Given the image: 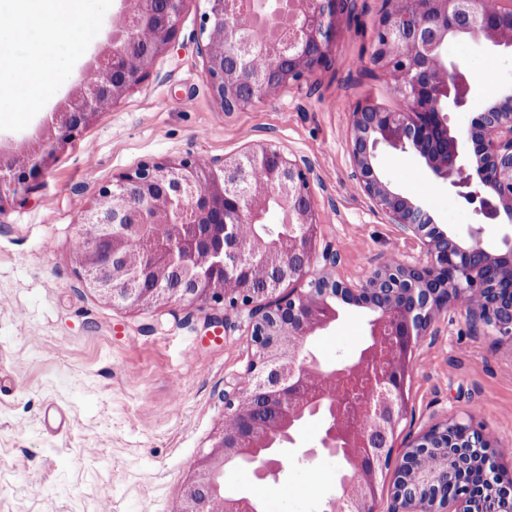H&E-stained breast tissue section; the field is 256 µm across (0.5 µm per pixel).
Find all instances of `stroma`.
I'll use <instances>...</instances> for the list:
<instances>
[{
	"label": "stroma",
	"instance_id": "35a3bbf8",
	"mask_svg": "<svg viewBox=\"0 0 512 512\" xmlns=\"http://www.w3.org/2000/svg\"><path fill=\"white\" fill-rule=\"evenodd\" d=\"M204 8V0H185L148 77L72 142L56 145L26 200L0 201V512H177L191 464L224 420V386L248 367L243 313L227 310L228 326L215 337L205 333L202 312L178 323L85 286L74 259L78 225L118 175L189 155L232 157L265 142L312 167L320 244L338 258L333 278L353 284L388 259L421 255L353 177L357 102L403 104L373 61L385 0H355L327 68L235 112L212 96L197 50ZM447 52L473 78L472 107L449 115L452 127L465 128L491 97L512 92V58L457 41ZM84 62L64 61L38 111L1 116L0 144L34 134ZM374 165L440 229L462 233L478 223L473 204L413 154L382 146ZM339 309L336 322L307 341L325 364L355 358L372 318L356 304ZM406 398L399 436L470 416L512 471V345L475 335L463 310L441 313L415 348ZM323 425L318 416L302 424L279 483L238 471L225 476V488L259 499L264 512H320L340 464L307 461L301 451L316 446Z\"/></svg>",
	"mask_w": 512,
	"mask_h": 512
}]
</instances>
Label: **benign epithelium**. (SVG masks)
Returning a JSON list of instances; mask_svg holds the SVG:
<instances>
[{
	"mask_svg": "<svg viewBox=\"0 0 512 512\" xmlns=\"http://www.w3.org/2000/svg\"><path fill=\"white\" fill-rule=\"evenodd\" d=\"M112 28L80 71L75 88L44 117L38 141L0 149V196L34 190L30 175L45 152L72 139L98 113L116 105L148 76L175 34L185 0H116ZM198 46L213 97L234 112L308 80L326 68L351 12L350 0H205ZM386 0L375 30L374 62L404 80L405 106L387 110L369 100L352 112L354 178L401 235L417 239L422 257L385 263L360 287L329 276L336 255L319 249L320 214L312 168L269 144L233 158L187 156L145 163L103 188L80 224L75 260L85 284L133 309L206 312L205 328L226 324L224 310L246 309L254 354L243 377L224 390V422L208 452L190 466L177 512H260L222 492L225 472L248 461L259 480H279L292 431L324 411L318 448L343 456L348 476L323 512L336 504L376 512L379 477L391 471L386 512H512V480L490 452L484 429L447 419L397 448L407 411L405 382L418 343L449 306L463 298L472 329L512 345V96L492 104L470 127L455 130L448 110L469 104L472 77L443 56L450 40L490 42L512 51V0ZM277 41L264 67L245 71L257 51ZM412 151L432 174L477 203L481 222L449 235L427 213L393 192L376 173L378 146ZM259 166L264 178H253ZM288 232L258 224L270 206ZM503 228L500 245H484L483 225ZM268 273L263 287L245 266ZM304 281L305 288L294 284ZM369 308L370 341L350 365L328 369L305 352L309 336L338 317V302Z\"/></svg>",
	"mask_w": 512,
	"mask_h": 512,
	"instance_id": "1",
	"label": "benign epithelium"
}]
</instances>
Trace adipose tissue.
Wrapping results in <instances>:
<instances>
[{
	"label": "adipose tissue",
	"instance_id": "adipose-tissue-1",
	"mask_svg": "<svg viewBox=\"0 0 512 512\" xmlns=\"http://www.w3.org/2000/svg\"><path fill=\"white\" fill-rule=\"evenodd\" d=\"M93 0H0V112H32L40 94L55 81L63 56L53 34L65 27L73 32L71 54L85 41L83 19ZM26 61L18 63L16 47Z\"/></svg>",
	"mask_w": 512,
	"mask_h": 512
}]
</instances>
